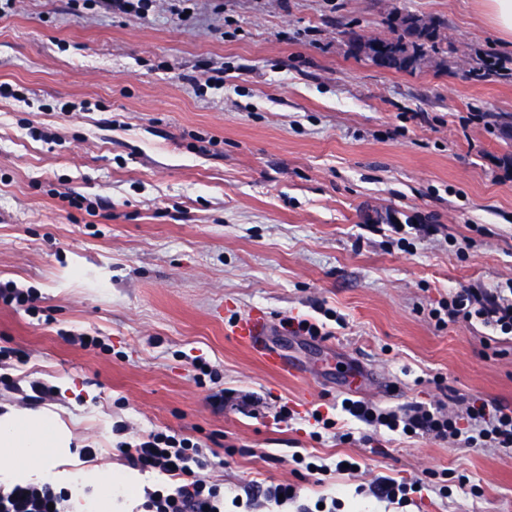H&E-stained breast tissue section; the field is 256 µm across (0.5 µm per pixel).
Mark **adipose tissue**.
I'll return each instance as SVG.
<instances>
[{
	"label": "adipose tissue",
	"instance_id": "obj_1",
	"mask_svg": "<svg viewBox=\"0 0 512 512\" xmlns=\"http://www.w3.org/2000/svg\"><path fill=\"white\" fill-rule=\"evenodd\" d=\"M67 451L65 429L54 417L43 413L0 417V477H18L17 459L39 469Z\"/></svg>",
	"mask_w": 512,
	"mask_h": 512
}]
</instances>
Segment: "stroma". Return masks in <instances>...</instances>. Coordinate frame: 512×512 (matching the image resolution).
Wrapping results in <instances>:
<instances>
[{
  "label": "stroma",
  "mask_w": 512,
  "mask_h": 512,
  "mask_svg": "<svg viewBox=\"0 0 512 512\" xmlns=\"http://www.w3.org/2000/svg\"><path fill=\"white\" fill-rule=\"evenodd\" d=\"M407 13L439 19L466 66L349 54L347 33ZM218 67L223 88L205 87ZM0 83L27 93L0 99V284L33 289L38 309L0 304V349L22 355L0 363V416L50 413L70 433L40 482L99 469L81 496L138 512L162 477L111 484L130 472L117 444L170 430L212 449L202 474L226 512L236 496L272 512L265 490L287 483L300 496L283 512H512V452L373 435L340 409L512 406V339L428 315L451 289L512 278V137L495 121L512 113V50L474 0H198L183 21L16 0L0 10ZM258 309L296 376L232 336ZM288 317L329 333L289 335ZM317 412L336 425L316 439ZM297 451L359 469L320 479ZM382 477L429 488L387 504Z\"/></svg>",
  "instance_id": "stroma-1"
}]
</instances>
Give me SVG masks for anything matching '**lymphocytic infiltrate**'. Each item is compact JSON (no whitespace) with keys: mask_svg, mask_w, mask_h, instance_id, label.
<instances>
[{"mask_svg":"<svg viewBox=\"0 0 512 512\" xmlns=\"http://www.w3.org/2000/svg\"><path fill=\"white\" fill-rule=\"evenodd\" d=\"M115 14L144 19L160 6L184 15L189 0H71ZM438 326L479 323L501 336L512 335V278L486 290L462 286L449 291L429 311ZM352 417L374 428L399 434H426L441 441L462 443L479 450L500 448L512 452V407L476 400L459 416L442 408L419 404L402 414L384 412L361 401L344 400ZM124 454L132 469L170 476L171 482L145 488L142 512H224V497L216 485L196 474L209 451L202 444L171 431H153L129 444ZM66 491L47 483L0 484V512H65Z\"/></svg>","mask_w":512,"mask_h":512,"instance_id":"f902f5d3","label":"lymphocytic infiltrate"}]
</instances>
